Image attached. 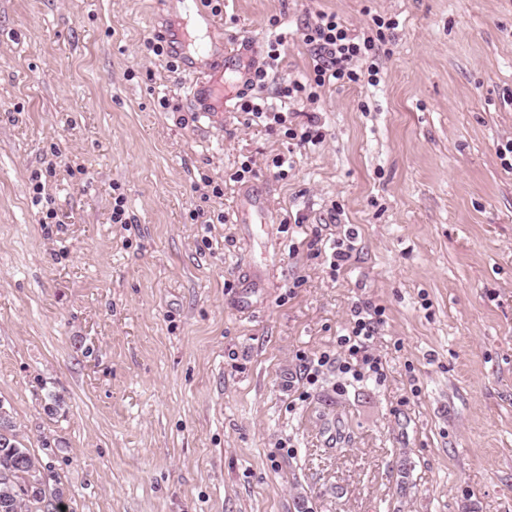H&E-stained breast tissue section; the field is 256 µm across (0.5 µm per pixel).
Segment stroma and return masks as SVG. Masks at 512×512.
<instances>
[{"label": "stroma", "instance_id": "stroma-1", "mask_svg": "<svg viewBox=\"0 0 512 512\" xmlns=\"http://www.w3.org/2000/svg\"><path fill=\"white\" fill-rule=\"evenodd\" d=\"M176 3L0 0V405L47 487L73 512H512V0H223L286 123L231 101L217 139L144 46ZM320 11L396 21L379 83L283 100ZM246 196L267 223H237ZM357 303L383 380L308 378Z\"/></svg>", "mask_w": 512, "mask_h": 512}]
</instances>
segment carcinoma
<instances>
[{
  "mask_svg": "<svg viewBox=\"0 0 512 512\" xmlns=\"http://www.w3.org/2000/svg\"><path fill=\"white\" fill-rule=\"evenodd\" d=\"M71 512L61 487L46 492L39 460L20 446L9 414L0 421V512Z\"/></svg>",
  "mask_w": 512,
  "mask_h": 512,
  "instance_id": "obj_1",
  "label": "carcinoma"
}]
</instances>
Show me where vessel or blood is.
<instances>
[{"mask_svg":"<svg viewBox=\"0 0 512 512\" xmlns=\"http://www.w3.org/2000/svg\"><path fill=\"white\" fill-rule=\"evenodd\" d=\"M188 15L193 20V29L182 32L174 43V51L183 71L196 77L191 85L188 99L205 129L220 130L224 127V106L238 92V83H225L223 68L215 67L216 55L234 56V48L223 43L200 41L199 33L211 31L215 25L214 15L206 10L201 0H184Z\"/></svg>","mask_w":512,"mask_h":512,"instance_id":"vessel-or-blood-1","label":"vessel or blood"}]
</instances>
